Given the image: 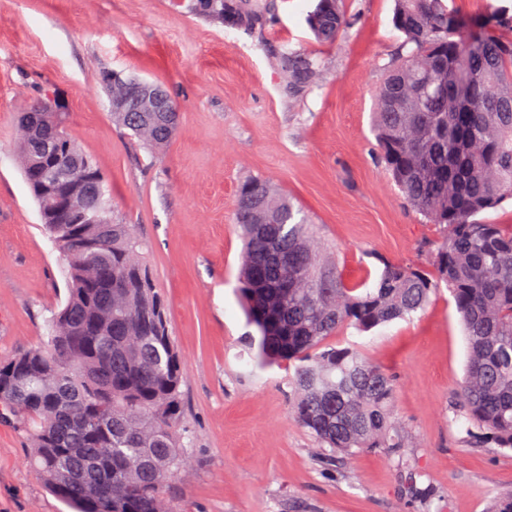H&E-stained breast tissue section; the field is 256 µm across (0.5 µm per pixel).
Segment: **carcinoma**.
<instances>
[{"mask_svg": "<svg viewBox=\"0 0 512 512\" xmlns=\"http://www.w3.org/2000/svg\"><path fill=\"white\" fill-rule=\"evenodd\" d=\"M191 10L236 28L263 21L248 0H195ZM315 37L347 24L343 0H318L308 15ZM404 36L378 89L373 128L381 158L408 204L444 229L434 274L382 261L370 288L347 284L313 225L266 179L239 190L236 224L244 251L240 296L259 332L258 359L294 367L298 422L334 452L403 447L392 423L394 382L351 346L327 343L340 328L360 332L423 309L443 282L468 342L461 397L467 420L512 450V225L478 219L512 200V9L488 4L463 17L447 0H395ZM280 66L294 95L319 67L290 50ZM143 145L175 136L176 112H114ZM19 157L28 186L37 127L46 112L19 115ZM93 179L72 191L97 224H60L68 296L44 346L0 362V413L28 436L32 466L74 512H170L166 481L182 465L184 375L166 305L145 261L148 246L131 225L112 223L110 188L69 134ZM112 236L99 239L100 225Z\"/></svg>", "mask_w": 512, "mask_h": 512, "instance_id": "obj_1", "label": "carcinoma"}]
</instances>
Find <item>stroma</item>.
Wrapping results in <instances>:
<instances>
[{"label": "stroma", "mask_w": 512, "mask_h": 512, "mask_svg": "<svg viewBox=\"0 0 512 512\" xmlns=\"http://www.w3.org/2000/svg\"><path fill=\"white\" fill-rule=\"evenodd\" d=\"M190 0H0V360L43 343L67 297L65 260L43 229L20 169L16 117L44 92L112 190L117 219L149 246L186 382L183 474L165 488L175 512H487L512 491V451L474 444L459 386L468 348L447 288L423 311L332 341L358 348L396 382L403 455L321 447L293 413L287 364L261 363L239 304L241 184L275 183L316 224L351 285L383 261L433 273L443 231L403 200L372 132L374 96L402 35L394 0H345L348 25L316 42L317 0H253L267 22L215 23ZM311 55L318 84L288 93L283 52ZM162 84L180 109L157 153L112 119L101 75ZM0 418V512H71Z\"/></svg>", "instance_id": "obj_1"}]
</instances>
